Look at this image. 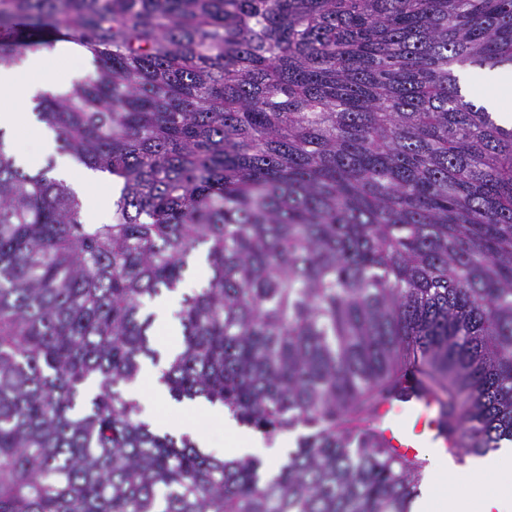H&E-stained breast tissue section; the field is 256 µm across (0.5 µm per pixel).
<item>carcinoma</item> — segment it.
Returning <instances> with one entry per match:
<instances>
[{"instance_id":"cac0c4a2","label":"carcinoma","mask_w":512,"mask_h":512,"mask_svg":"<svg viewBox=\"0 0 512 512\" xmlns=\"http://www.w3.org/2000/svg\"><path fill=\"white\" fill-rule=\"evenodd\" d=\"M61 29L95 70L38 119L121 187L86 224L0 141V512H409L413 396L450 453L512 440V127L456 75L512 66V0H0V64ZM202 247L161 381L304 429L271 478L126 396ZM180 291H181V289H179L176 292L168 294L167 299L163 302V304L157 310L158 319H159L161 325H167L170 315H171L172 325L177 334L175 336V343H174V345H176V346H179V344L181 342V336H180L179 323L174 317V312L180 308V305L178 308H176V309H174V308L177 305V302H178V299L180 296ZM430 409L421 399L402 403L397 413L405 412L409 416L405 426L396 425L389 411L385 414L383 425L393 448L408 454H417L423 448H448V440L438 435L435 420L428 418Z\"/></svg>"}]
</instances>
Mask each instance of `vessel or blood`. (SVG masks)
Listing matches in <instances>:
<instances>
[{"mask_svg": "<svg viewBox=\"0 0 512 512\" xmlns=\"http://www.w3.org/2000/svg\"><path fill=\"white\" fill-rule=\"evenodd\" d=\"M400 409L409 417L407 425H396L392 418H384L385 433L399 452L414 454L425 448H443L447 441L439 436L434 420L429 419L428 405L420 399L401 404Z\"/></svg>", "mask_w": 512, "mask_h": 512, "instance_id": "vessel-or-blood-1", "label": "vessel or blood"}]
</instances>
